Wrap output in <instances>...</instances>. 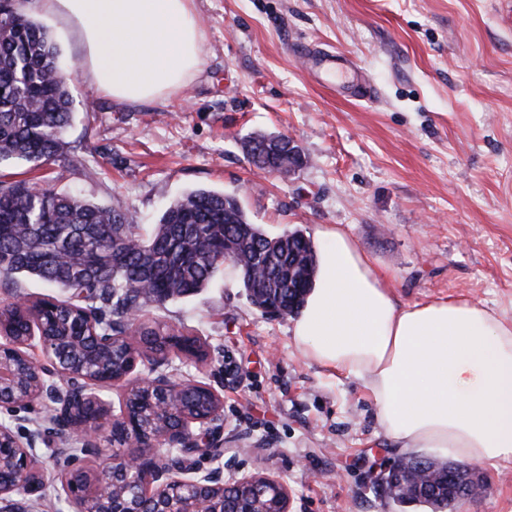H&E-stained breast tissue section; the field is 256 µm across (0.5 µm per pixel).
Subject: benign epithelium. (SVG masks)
<instances>
[{
  "label": "benign epithelium",
  "mask_w": 512,
  "mask_h": 512,
  "mask_svg": "<svg viewBox=\"0 0 512 512\" xmlns=\"http://www.w3.org/2000/svg\"><path fill=\"white\" fill-rule=\"evenodd\" d=\"M52 304L53 301L48 299L21 303L19 307L25 309L31 321L40 326L45 313L53 310ZM36 338L46 357L44 366L51 369L53 375L68 381V387L61 391L56 385L43 380L35 395L37 399H54V422L59 430L82 436L89 451L100 448L99 437L106 431L109 432L108 440L112 446L123 448V451L112 456L110 465L94 471V480L89 484L84 483L76 471L70 470L61 476L62 489L76 512H143L141 501L144 499L155 505L154 512H170L165 503L171 499L173 492L183 486H190L197 492L190 512H220L214 506L215 499L209 495V491L222 484L221 478L213 472L172 467L166 463L162 453L164 448H188L192 454L207 457L222 446L219 421L223 399L215 389L199 382L178 381L162 372L154 377H132L144 353L135 345L136 336L131 333L123 337L127 348L121 375L113 373L109 365L92 379L94 387L100 390L120 382L127 383L120 414L115 415L111 405L92 391L94 387L83 384L87 377L83 375L77 357L66 356L58 341L42 334L29 336L28 342ZM174 344L179 354L193 357L197 353V345L181 336H171L163 351L152 355L155 368L169 361ZM26 347L27 342L18 343L9 336L0 338V374L11 378L9 383L0 385L1 405L13 403L19 388V377L14 374L13 367L19 361L26 366L31 365V358L23 352ZM145 385L156 390L154 408L167 413L168 417L164 427L152 433L140 428V401L135 397ZM187 387L208 398L212 408L195 417L181 416L180 409L172 407L170 396ZM197 423L206 427V435L195 434L194 425ZM40 442L42 438L37 432H30L21 438L11 427L0 425V512H27L25 497L39 494L44 489L46 475L39 466ZM444 467L448 474V489L457 497H468L476 492L477 482L470 470L452 463H446ZM373 483L387 494L400 484L412 496L421 495L422 490L431 485L425 475L406 460L375 473ZM130 484L140 488L139 495L134 499L125 496ZM230 488L237 495L235 512H269L261 504L264 495L269 496L271 503L277 506L275 512H288V489L274 477L256 474L244 476L235 480ZM98 501L105 503L104 509L90 508Z\"/></svg>",
  "instance_id": "obj_1"
}]
</instances>
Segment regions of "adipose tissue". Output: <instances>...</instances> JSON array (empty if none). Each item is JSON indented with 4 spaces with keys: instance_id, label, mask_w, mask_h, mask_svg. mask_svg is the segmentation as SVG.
I'll list each match as a JSON object with an SVG mask.
<instances>
[{
    "instance_id": "1",
    "label": "adipose tissue",
    "mask_w": 512,
    "mask_h": 512,
    "mask_svg": "<svg viewBox=\"0 0 512 512\" xmlns=\"http://www.w3.org/2000/svg\"><path fill=\"white\" fill-rule=\"evenodd\" d=\"M79 26L88 81L118 102L174 96L199 70L193 0H42ZM293 323L303 355L360 379L397 447L445 448L495 467L512 461V321L467 302L399 304L339 227Z\"/></svg>"
}]
</instances>
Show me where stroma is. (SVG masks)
Returning <instances> with one entry per match:
<instances>
[{"mask_svg":"<svg viewBox=\"0 0 512 512\" xmlns=\"http://www.w3.org/2000/svg\"><path fill=\"white\" fill-rule=\"evenodd\" d=\"M199 72L171 98L119 103L81 75L84 48L60 11L28 6L58 42L70 74L66 154L27 180L157 223L188 191L235 197L271 236L340 226L367 253L399 303L465 301L512 319V0H195ZM316 45L354 62L375 86L319 81L294 50ZM283 135L306 164L282 177L255 169L243 145ZM155 317L207 345L174 377L223 398L224 454L186 458L224 483L253 473L282 480L291 512H432L375 491L371 472L403 457L359 380L305 359L293 317L254 307L217 278ZM52 404L0 406L18 435L44 430L45 498L30 512H73L57 474ZM479 489L459 512H512V462L475 465Z\"/></svg>","mask_w":512,"mask_h":512,"instance_id":"35a3bbf8","label":"stroma"}]
</instances>
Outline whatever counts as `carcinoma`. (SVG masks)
<instances>
[{"mask_svg": "<svg viewBox=\"0 0 512 512\" xmlns=\"http://www.w3.org/2000/svg\"><path fill=\"white\" fill-rule=\"evenodd\" d=\"M27 0H0V163L21 160L39 168L64 152L63 135L73 98L60 49L51 32L26 11ZM230 240L248 261L259 259L264 279L233 262L221 248ZM317 254L300 231L271 237L253 224L237 200L196 189L169 204L150 230L137 224L116 199L94 204L81 196L35 190L27 182L0 183V284L35 277L70 297L44 319L45 335L119 336L133 328L131 309L145 312L198 293L229 273L251 304H280L299 311L313 287ZM100 316L94 328L68 306ZM6 332L26 334L24 315L5 311ZM160 322L145 329L142 347L165 344ZM183 410L206 408L198 393H178Z\"/></svg>", "mask_w": 512, "mask_h": 512, "instance_id": "carcinoma-1", "label": "carcinoma"}]
</instances>
